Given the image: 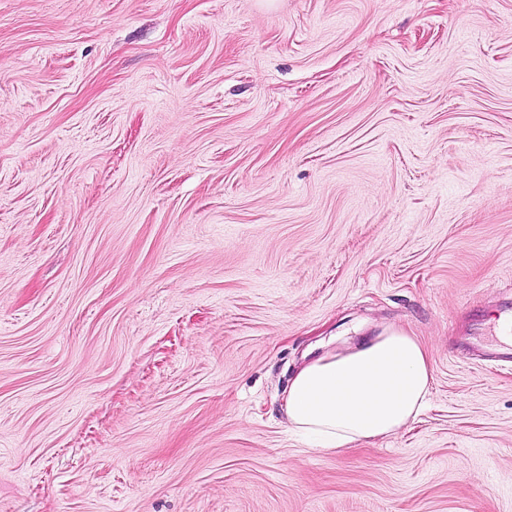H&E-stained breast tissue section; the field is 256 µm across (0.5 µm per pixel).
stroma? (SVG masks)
<instances>
[{
    "label": "stroma",
    "instance_id": "stroma-1",
    "mask_svg": "<svg viewBox=\"0 0 512 512\" xmlns=\"http://www.w3.org/2000/svg\"><path fill=\"white\" fill-rule=\"evenodd\" d=\"M512 0H0V512H512ZM430 407L336 454L312 345ZM303 355L288 381V429L318 450L349 449L397 432L425 410L432 381L426 347L403 329Z\"/></svg>",
    "mask_w": 512,
    "mask_h": 512
}]
</instances>
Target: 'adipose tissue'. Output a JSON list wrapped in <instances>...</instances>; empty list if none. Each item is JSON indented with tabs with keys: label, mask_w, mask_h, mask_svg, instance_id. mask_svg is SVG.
Segmentation results:
<instances>
[{
	"label": "adipose tissue",
	"mask_w": 512,
	"mask_h": 512,
	"mask_svg": "<svg viewBox=\"0 0 512 512\" xmlns=\"http://www.w3.org/2000/svg\"><path fill=\"white\" fill-rule=\"evenodd\" d=\"M432 381L426 347L403 329L305 357L288 381L290 430L343 452L397 432L425 410Z\"/></svg>",
	"instance_id": "obj_1"
}]
</instances>
